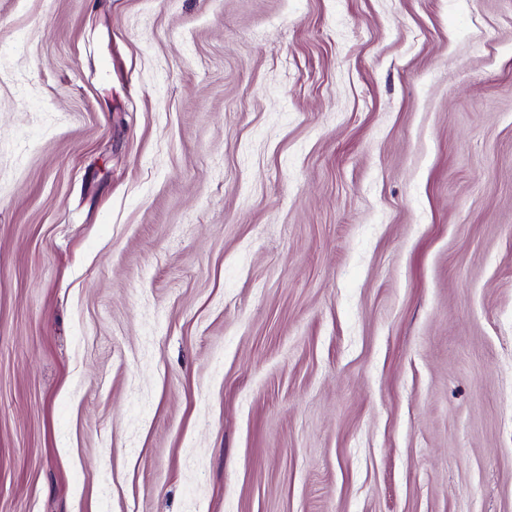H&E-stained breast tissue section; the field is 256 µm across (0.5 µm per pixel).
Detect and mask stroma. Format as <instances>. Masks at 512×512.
Instances as JSON below:
<instances>
[{
	"mask_svg": "<svg viewBox=\"0 0 512 512\" xmlns=\"http://www.w3.org/2000/svg\"><path fill=\"white\" fill-rule=\"evenodd\" d=\"M0 512H512V0H0Z\"/></svg>",
	"mask_w": 512,
	"mask_h": 512,
	"instance_id": "35a3bbf8",
	"label": "stroma"
}]
</instances>
